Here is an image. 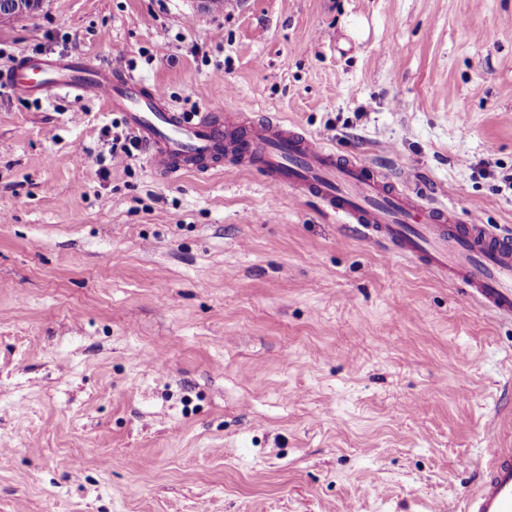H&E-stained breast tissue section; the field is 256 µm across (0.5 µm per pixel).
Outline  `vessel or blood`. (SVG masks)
<instances>
[{
  "instance_id": "vessel-or-blood-1",
  "label": "vessel or blood",
  "mask_w": 512,
  "mask_h": 512,
  "mask_svg": "<svg viewBox=\"0 0 512 512\" xmlns=\"http://www.w3.org/2000/svg\"><path fill=\"white\" fill-rule=\"evenodd\" d=\"M0 86L19 97L101 98L122 114L150 167L163 178L208 173L227 154L241 169L260 168L270 185L316 199L365 238L458 284L489 313L512 316V234H494L478 217L463 220L446 207L418 203L372 166L339 155L287 124L261 120L237 134L231 124L209 115L176 112L124 70L67 54L30 55L0 75ZM463 512H512V448L495 451L476 490L466 496Z\"/></svg>"
}]
</instances>
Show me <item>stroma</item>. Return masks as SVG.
Listing matches in <instances>:
<instances>
[{"label":"stroma","instance_id":"35a3bbf8","mask_svg":"<svg viewBox=\"0 0 512 512\" xmlns=\"http://www.w3.org/2000/svg\"><path fill=\"white\" fill-rule=\"evenodd\" d=\"M33 53L512 233V0H47L0 22V69ZM128 132L0 89V512H462L512 448V318L261 170L85 165Z\"/></svg>","mask_w":512,"mask_h":512}]
</instances>
